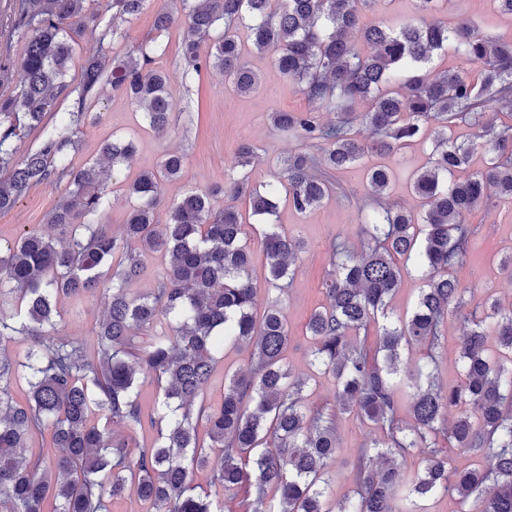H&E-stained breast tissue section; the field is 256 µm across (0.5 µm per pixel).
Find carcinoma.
Masks as SVG:
<instances>
[{
	"mask_svg": "<svg viewBox=\"0 0 512 512\" xmlns=\"http://www.w3.org/2000/svg\"><path fill=\"white\" fill-rule=\"evenodd\" d=\"M146 2L106 0L105 25L87 12L86 0H13L9 13L5 37H22L27 47L15 91L0 96V171L7 172L0 211L34 186L55 187L61 196L49 223L65 238L27 232L0 249V344L21 345L17 352L0 347V512H112L128 495L147 512H224L220 493L244 483L248 512H402L396 502L403 487L410 512H426L421 502L438 494L456 496L459 512H512V309L487 302L484 316L472 319L460 347L461 382L438 384L434 355L448 311L464 303L454 272L468 255L467 217L494 196L512 198V123L497 128L486 120L490 112L512 118V40L492 39L473 23L448 26L437 17L445 0H414L415 17L370 24L364 14L377 0H172L155 14L156 36L113 61L109 79L100 52L84 61L77 82L68 80L72 32L96 33L102 45L120 39L121 24ZM177 15L186 24L183 83L213 67L234 91H255L260 78L245 59L246 33L310 104L270 113L272 126L317 153H292L255 181L244 171L255 147L243 142L224 184L186 195L161 224L158 183L180 178L185 167L183 154L169 152L128 185L134 206L115 235L101 223L105 170L96 162L72 165L79 126L106 82L142 111L150 130L168 132L173 102L157 60ZM356 40L372 52L359 53ZM438 51L476 66L475 77L432 74L428 63ZM61 96L73 98L71 111H55ZM358 103L365 111H355ZM322 111L335 120L322 121ZM458 122L472 129L469 140L453 136ZM32 129L41 132L40 145L20 156L18 142ZM430 130L429 166L413 178L420 213L383 202L392 172L371 168L376 206L362 220L366 247L357 255L342 243L331 246L326 305L306 324L311 365L334 379L338 405L380 433L352 462L353 494L332 508L326 494L337 452L334 415L304 407V382L291 379L283 362L290 331L279 299L262 316L253 312L246 217L233 204L216 209L212 200H239L261 218L267 288L282 295L302 245L271 223L280 202L299 213L314 209L339 189L338 171L369 153L396 155ZM486 138L495 156L467 178L448 181ZM100 151L115 171L130 164L136 146L114 137ZM145 252L159 254L162 268L155 288L133 297L126 285L146 273ZM410 264L426 287L412 312L393 321L388 302ZM100 292L106 306L93 347L55 334L61 298ZM488 319L498 341L493 355L485 348ZM372 327L376 344L369 349L355 338ZM414 344L427 346L426 357L401 367L402 350ZM228 345L250 349V367L226 378L223 401L212 406L205 395ZM140 374L159 388L153 413L141 406ZM21 381L19 400L14 387ZM403 395L416 423L410 432L399 415ZM451 409L459 414L450 424ZM113 425L157 437L131 445ZM45 434L49 449L32 452V438ZM447 448L482 451L485 462L460 471ZM412 455L420 461L410 474L403 463ZM198 469L208 470L204 485L193 480ZM271 490L278 499L269 498Z\"/></svg>",
	"mask_w": 512,
	"mask_h": 512,
	"instance_id": "obj_1",
	"label": "carcinoma"
}]
</instances>
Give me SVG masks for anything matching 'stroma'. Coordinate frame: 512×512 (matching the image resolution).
Segmentation results:
<instances>
[{"label":"stroma","mask_w":512,"mask_h":512,"mask_svg":"<svg viewBox=\"0 0 512 512\" xmlns=\"http://www.w3.org/2000/svg\"><path fill=\"white\" fill-rule=\"evenodd\" d=\"M164 4L165 0H149L137 19L125 24V38L114 40L108 48H101L90 33L79 35L70 77H78L87 56L102 51L107 59L120 60L129 55L136 45L153 34L154 13ZM444 18L452 26L477 20L484 23L491 37L512 38V16L500 13L497 0H451ZM184 31V23L173 26L167 37V52L158 65L170 76L176 109L187 106L194 109L193 124L176 119L167 136H157L146 128L139 111L108 88L86 107L87 118L79 133L80 148L73 157L75 165L94 162L101 143L111 136H131L137 142V153L131 164L115 172L108 183V202L102 220L110 224L113 232H120L128 217L127 184L141 171L157 167L167 152H182L186 166L179 179L160 182L159 196L165 208L188 192L223 183L241 141L251 140L259 147L252 164L253 176L257 179L266 177L279 161L302 147L301 141L280 135L271 125V112L301 111L307 109L308 103L295 84L276 72L270 55L257 53L250 47L245 50L250 67L261 77L257 92L247 95L233 92L223 74L212 68L202 71L194 91L188 92L181 78ZM431 150L432 144L426 139L394 156L365 157L337 174L340 194L304 214L281 205L275 219L281 230L299 239L303 246L292 267V284L280 302L291 334L284 358L293 376L306 382V405L335 412L339 452L331 466L330 486V497L335 501L351 495L354 488L352 458L376 432L356 413L337 410L332 379L318 374L310 364L312 341L306 335V323L310 314L326 303L325 282L332 271L331 244H345L355 253L363 249L360 214L373 203L366 183L368 169L379 165L390 167L393 182L388 191V203L416 212L420 209V200L411 190L410 178L413 172L428 166ZM59 197L58 190L40 185L32 188L13 208L0 212V244L12 243L26 231L59 237V230L49 224V216ZM468 222L476 229L470 257L455 271L466 290L465 305L449 312L446 340L435 355L436 375L444 385L462 379L461 340L472 315L482 313L485 299L491 296L499 299L502 306L512 305V276L500 269L502 259L512 256V202L493 200L474 210ZM59 308L62 314L58 324L60 335L91 342L104 311L101 299L65 298Z\"/></svg>","instance_id":"stroma-1"}]
</instances>
